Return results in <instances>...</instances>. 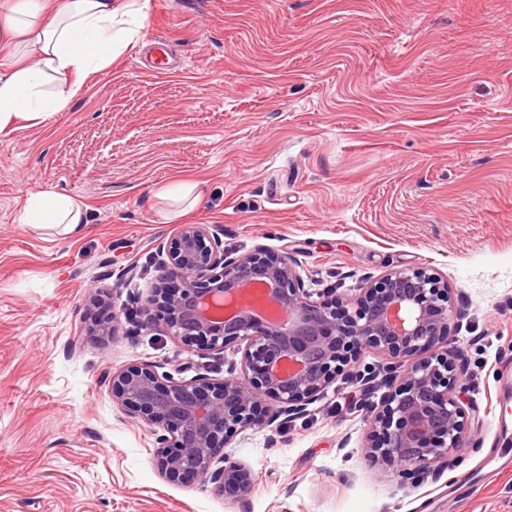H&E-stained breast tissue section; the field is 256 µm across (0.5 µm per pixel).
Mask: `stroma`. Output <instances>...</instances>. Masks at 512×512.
Instances as JSON below:
<instances>
[{
  "instance_id": "stroma-1",
  "label": "stroma",
  "mask_w": 512,
  "mask_h": 512,
  "mask_svg": "<svg viewBox=\"0 0 512 512\" xmlns=\"http://www.w3.org/2000/svg\"><path fill=\"white\" fill-rule=\"evenodd\" d=\"M135 29L65 111L0 137V512H512V0H149ZM187 179L201 201L180 219L156 192ZM36 192L86 202V232L20 223ZM185 223L288 254L317 295L447 280L474 405L456 467H368L357 406L384 391L343 375L229 440L246 499L160 475L108 375L240 371L235 345L192 352L130 318Z\"/></svg>"
}]
</instances>
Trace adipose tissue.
Listing matches in <instances>:
<instances>
[{"label": "adipose tissue", "mask_w": 512, "mask_h": 512, "mask_svg": "<svg viewBox=\"0 0 512 512\" xmlns=\"http://www.w3.org/2000/svg\"><path fill=\"white\" fill-rule=\"evenodd\" d=\"M136 0H0V136L32 127L79 96L134 37ZM88 207L59 193L29 194L24 224L81 234Z\"/></svg>", "instance_id": "ef3b65f1"}]
</instances>
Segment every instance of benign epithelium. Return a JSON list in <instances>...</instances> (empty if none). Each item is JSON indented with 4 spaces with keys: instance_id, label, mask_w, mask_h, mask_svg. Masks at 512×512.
Instances as JSON below:
<instances>
[{
    "instance_id": "obj_1",
    "label": "benign epithelium",
    "mask_w": 512,
    "mask_h": 512,
    "mask_svg": "<svg viewBox=\"0 0 512 512\" xmlns=\"http://www.w3.org/2000/svg\"><path fill=\"white\" fill-rule=\"evenodd\" d=\"M138 314L191 350H241L240 372L221 380L180 381L145 363L112 373V398L159 432L156 465L166 477L247 497L251 470L224 452L227 440L303 412L363 348L403 367L380 404L363 406L368 465L436 477L458 461L470 406L459 387L468 372L462 344L448 341L451 290L432 268L388 272L340 304L313 298L288 254L232 256L204 225L185 224ZM263 399L277 409L261 421Z\"/></svg>"
}]
</instances>
